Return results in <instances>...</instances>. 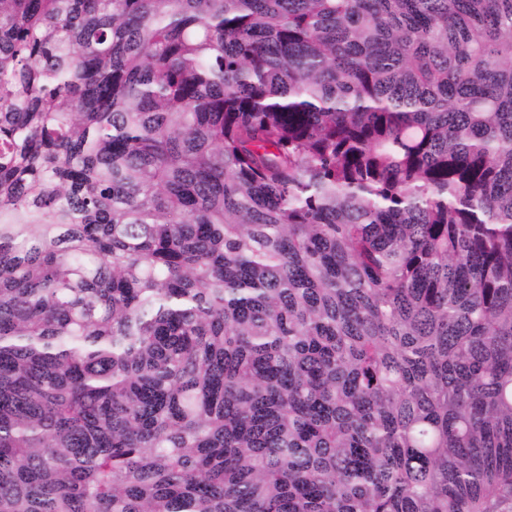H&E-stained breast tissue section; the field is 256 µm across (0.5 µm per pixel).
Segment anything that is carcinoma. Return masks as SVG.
I'll return each mask as SVG.
<instances>
[{
	"label": "carcinoma",
	"instance_id": "carcinoma-1",
	"mask_svg": "<svg viewBox=\"0 0 512 512\" xmlns=\"http://www.w3.org/2000/svg\"><path fill=\"white\" fill-rule=\"evenodd\" d=\"M0 512H512V0H0Z\"/></svg>",
	"mask_w": 512,
	"mask_h": 512
}]
</instances>
